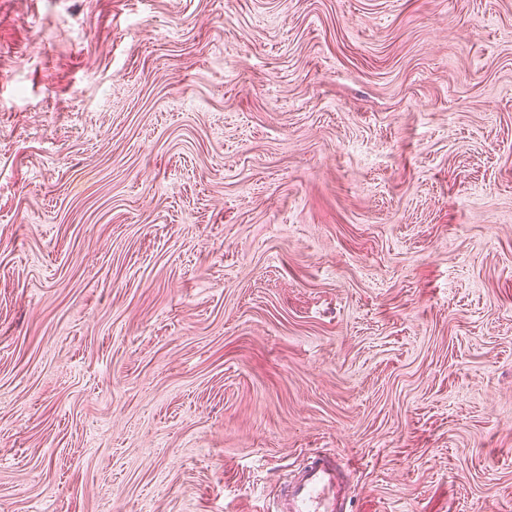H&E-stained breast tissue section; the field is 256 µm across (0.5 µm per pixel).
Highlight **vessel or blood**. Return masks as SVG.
I'll return each mask as SVG.
<instances>
[{
	"label": "vessel or blood",
	"instance_id": "b4317fda",
	"mask_svg": "<svg viewBox=\"0 0 512 512\" xmlns=\"http://www.w3.org/2000/svg\"><path fill=\"white\" fill-rule=\"evenodd\" d=\"M342 458L310 453L285 481L275 512H352Z\"/></svg>",
	"mask_w": 512,
	"mask_h": 512
}]
</instances>
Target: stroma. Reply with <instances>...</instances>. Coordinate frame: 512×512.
Here are the masks:
<instances>
[{"instance_id": "35a3bbf8", "label": "stroma", "mask_w": 512, "mask_h": 512, "mask_svg": "<svg viewBox=\"0 0 512 512\" xmlns=\"http://www.w3.org/2000/svg\"><path fill=\"white\" fill-rule=\"evenodd\" d=\"M512 512V0H0V512ZM342 458L311 452L284 483L275 512H352Z\"/></svg>"}]
</instances>
